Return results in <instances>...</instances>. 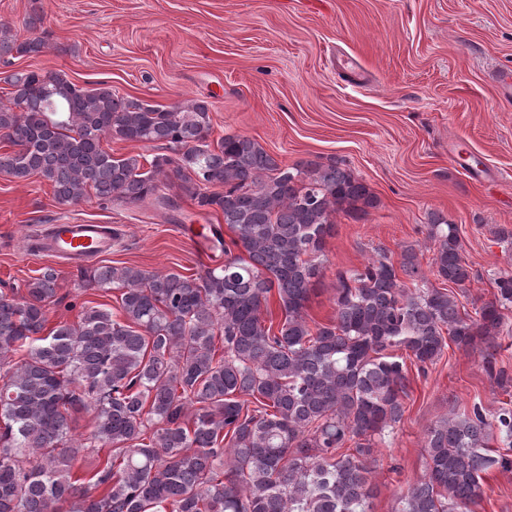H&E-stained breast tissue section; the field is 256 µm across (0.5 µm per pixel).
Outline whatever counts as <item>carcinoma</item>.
I'll use <instances>...</instances> for the list:
<instances>
[{
	"label": "carcinoma",
	"instance_id": "obj_1",
	"mask_svg": "<svg viewBox=\"0 0 512 512\" xmlns=\"http://www.w3.org/2000/svg\"><path fill=\"white\" fill-rule=\"evenodd\" d=\"M41 22L29 15L26 38L1 25L0 58L42 53ZM0 80L9 86L0 133L16 147L0 155L1 174L41 177L60 204L92 193L169 209L174 201L158 195L162 176L200 210L221 213L232 233L219 238L224 264L196 276L81 268L85 289L121 291V321L93 307L44 333L58 302L49 266L21 300L0 293V512H62L64 503L67 512H371L373 447L401 421L408 396L396 351L410 352L423 372L448 341L480 345L488 376L512 387L497 361L511 275L495 280V300L473 319L453 290L428 285L415 248L396 262L379 250L363 268L337 272L334 319L309 327L333 215L378 204L335 159L283 168L236 133L213 147L202 99L151 105L34 71ZM112 137L162 152L146 164L139 154L115 157L103 147ZM428 239L432 274L463 287L471 271L456 225L439 216ZM273 291L283 313L276 327L261 317ZM89 407L94 426L77 444L69 411ZM488 427L478 404L431 425L426 475L399 512H472L481 473L512 469L511 457L490 454ZM348 442L354 447L340 452ZM99 444L112 446V457L92 473L102 488L94 496L71 468L80 450Z\"/></svg>",
	"mask_w": 512,
	"mask_h": 512
}]
</instances>
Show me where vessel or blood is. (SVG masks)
<instances>
[{"label": "vessel or blood", "instance_id": "vessel-or-blood-1", "mask_svg": "<svg viewBox=\"0 0 512 512\" xmlns=\"http://www.w3.org/2000/svg\"><path fill=\"white\" fill-rule=\"evenodd\" d=\"M116 240L112 225L64 222L49 225L46 232L33 238L28 250L76 264L110 255Z\"/></svg>", "mask_w": 512, "mask_h": 512}]
</instances>
